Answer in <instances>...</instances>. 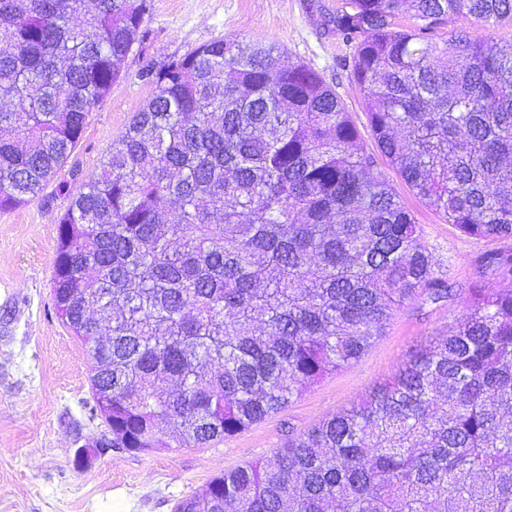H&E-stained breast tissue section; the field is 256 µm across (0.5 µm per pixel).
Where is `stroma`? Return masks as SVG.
<instances>
[{"instance_id": "obj_1", "label": "stroma", "mask_w": 512, "mask_h": 512, "mask_svg": "<svg viewBox=\"0 0 512 512\" xmlns=\"http://www.w3.org/2000/svg\"><path fill=\"white\" fill-rule=\"evenodd\" d=\"M338 0H147L142 34L110 94L91 112L82 139L42 196L0 212V512H173L225 472L271 457L288 441L343 412L409 355L443 335L465 310L486 251L503 240L466 236L445 223L386 159L377 170L422 229V245L452 290L417 296L395 311L383 336L350 366L314 384L280 412L202 448H100L107 429L90 417V371L81 342L57 318L51 281L57 216L80 190L72 169H98L112 140L155 93L144 73L219 38L271 41L320 72L376 152L364 100L351 78L353 49L326 25Z\"/></svg>"}]
</instances>
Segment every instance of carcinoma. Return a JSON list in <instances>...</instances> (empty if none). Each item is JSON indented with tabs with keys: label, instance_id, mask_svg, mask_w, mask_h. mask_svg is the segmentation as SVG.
I'll use <instances>...</instances> for the list:
<instances>
[{
	"label": "carcinoma",
	"instance_id": "carcinoma-1",
	"mask_svg": "<svg viewBox=\"0 0 512 512\" xmlns=\"http://www.w3.org/2000/svg\"><path fill=\"white\" fill-rule=\"evenodd\" d=\"M146 0H0V210L37 198L121 76ZM412 23L403 25L402 15ZM512 0H340L326 25L380 153L445 222L512 239V44L453 23ZM57 217L56 316L112 447H202L358 360L405 300L451 296L336 90L271 42L216 39ZM448 332L271 459L174 512H512V248Z\"/></svg>",
	"mask_w": 512,
	"mask_h": 512
}]
</instances>
